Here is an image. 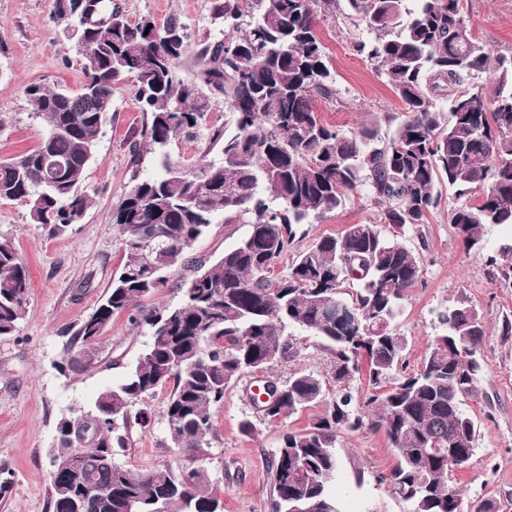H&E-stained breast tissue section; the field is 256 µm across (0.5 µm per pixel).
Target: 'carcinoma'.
Masks as SVG:
<instances>
[{
  "label": "carcinoma",
  "instance_id": "1",
  "mask_svg": "<svg viewBox=\"0 0 512 512\" xmlns=\"http://www.w3.org/2000/svg\"><path fill=\"white\" fill-rule=\"evenodd\" d=\"M56 0V19L75 30L78 10ZM336 0H252L258 15L245 23L237 0L218 15L238 36L208 43L200 69L185 80L179 62L161 47L189 35L176 20L132 23L118 15L72 48L85 83L77 93L33 83L25 93L46 126L39 145L0 161V201L18 202L30 221L51 236L83 221L92 197L80 186L97 137L112 118L115 84L130 78L134 100L146 114L133 153L152 155L155 174L126 189L112 212L124 260L96 309L74 332L83 342L102 335L112 317L147 326L149 342L122 379L103 391L94 410L76 412L56 427L50 449L48 512H223L209 488L203 461L215 440L211 409L252 368H272L299 356L286 329L319 339L333 359L328 380L311 371L282 382L265 423L329 402L326 415L283 436L271 460L272 512H339L330 495L336 478V435L368 424L382 429L397 453L386 477L410 512H465L449 475L474 454L475 423L462 397L481 375L485 328L464 305L438 313L420 367L405 373L406 337L397 324L405 291L418 283L421 257L394 231L426 223L441 205V186L457 204L448 211L470 249L482 247L489 225L512 224V50L492 53L466 34L463 0H346L349 15L366 32L353 50L373 64L402 100L401 120L387 115L391 133L350 134L325 124L315 96H334V74L316 24L318 7ZM494 69L495 81L482 75ZM96 95H87V89ZM218 91L233 112L235 132L221 127L210 139L220 161L202 156L174 162L173 141L201 127L209 94ZM365 189L385 205L383 221L350 224L323 236L294 257L285 276L278 265L303 224L336 212ZM248 226L247 233L211 266L194 256L196 241L217 217ZM157 234L166 248L152 257L143 237ZM512 274V246L490 258ZM192 272L182 281V301L146 310L143 299L164 287L173 268ZM28 268L0 241V337L13 335L27 306ZM349 310L338 321L329 308ZM95 367L68 348L63 373ZM365 371L372 388L367 416L346 384ZM172 385L165 419L181 463L134 473L115 461L133 433L150 420L146 401ZM437 447L427 448L426 440ZM80 475L67 474L69 456ZM14 472L0 462V499Z\"/></svg>",
  "mask_w": 512,
  "mask_h": 512
}]
</instances>
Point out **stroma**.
Here are the masks:
<instances>
[{
  "mask_svg": "<svg viewBox=\"0 0 512 512\" xmlns=\"http://www.w3.org/2000/svg\"><path fill=\"white\" fill-rule=\"evenodd\" d=\"M217 0H112L129 21L141 17L157 23L171 19L187 25L192 51L180 61L185 77L199 68L194 56L214 39L229 37L214 6ZM472 33L492 51L512 47V0H464ZM345 4L320 14L317 34L333 68L337 90L331 99L316 98L324 123L342 132L363 127L390 130L385 115H403L404 104L375 68L358 56L351 43L361 37L344 16ZM55 0H0V160L38 146L45 132L25 95L39 82L51 88L79 91L85 77L70 49L64 28L54 20ZM146 118L133 100V85L118 84L112 121L99 134L84 185L94 202L81 224L69 233L50 237L31 223L27 210L0 201V240L11 243L28 271V305L17 331L0 337V461L15 473L10 496L0 512H47L48 448L57 422L74 408L91 409L98 395L117 382L149 340L147 328L132 327L126 315H115L99 340L98 366L65 375L59 372L72 328L96 307L120 266L123 251L112 211L133 177L155 170L150 156L135 160L134 140ZM451 191L427 223L405 227L400 240L419 250L422 277L405 292L398 325L407 338L408 370H415L439 331V310L465 304L480 316L486 336L480 351L483 373L464 403L476 424L475 454L449 479L465 501L496 500L500 512H512V334L502 324L512 321V280L486 263L488 255L512 244V226L486 227L483 249H467L448 222L454 205ZM382 209L366 191L351 194L345 205L322 223L300 226L289 254L304 250L320 237L340 234L347 225L378 221ZM290 335L299 356L270 374L282 382L298 370L330 375L332 362L317 340L298 328ZM253 376L242 377L213 408L217 438L205 466L210 487L224 502V512H269L270 462L282 437L303 429L326 412L325 405L306 409L279 424L261 423L246 395ZM168 389L148 401L151 420L118 456L120 465L142 471L177 463L164 419ZM255 423L254 432L241 429ZM337 478L332 496L339 512H409L392 494L385 478L396 463L384 432L339 430L336 440Z\"/></svg>",
  "mask_w": 512,
  "mask_h": 512,
  "instance_id": "obj_1",
  "label": "stroma"
}]
</instances>
